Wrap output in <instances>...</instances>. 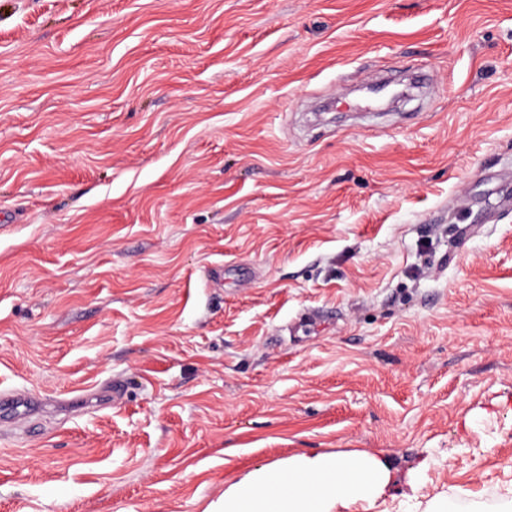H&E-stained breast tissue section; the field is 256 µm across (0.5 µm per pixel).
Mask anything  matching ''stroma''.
<instances>
[{"label":"stroma","mask_w":512,"mask_h":512,"mask_svg":"<svg viewBox=\"0 0 512 512\" xmlns=\"http://www.w3.org/2000/svg\"><path fill=\"white\" fill-rule=\"evenodd\" d=\"M428 73L379 115L359 86ZM120 380L103 408L65 413ZM0 512H203L367 451L512 488V0H0Z\"/></svg>","instance_id":"obj_1"}]
</instances>
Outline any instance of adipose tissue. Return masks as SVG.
I'll list each match as a JSON object with an SVG mask.
<instances>
[{
  "instance_id": "ef3b65f1",
  "label": "adipose tissue",
  "mask_w": 512,
  "mask_h": 512,
  "mask_svg": "<svg viewBox=\"0 0 512 512\" xmlns=\"http://www.w3.org/2000/svg\"><path fill=\"white\" fill-rule=\"evenodd\" d=\"M390 478L366 451L297 453L252 469L205 512H371Z\"/></svg>"
}]
</instances>
